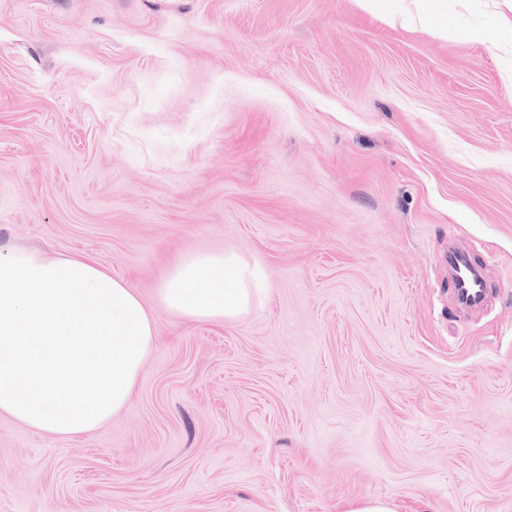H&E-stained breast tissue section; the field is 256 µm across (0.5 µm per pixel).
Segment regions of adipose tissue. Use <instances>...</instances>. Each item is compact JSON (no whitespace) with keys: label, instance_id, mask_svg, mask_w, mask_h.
<instances>
[{"label":"adipose tissue","instance_id":"1","mask_svg":"<svg viewBox=\"0 0 512 512\" xmlns=\"http://www.w3.org/2000/svg\"><path fill=\"white\" fill-rule=\"evenodd\" d=\"M391 26L459 36L446 0H354ZM262 270L235 254L180 256L160 278L157 301L195 322L230 321L259 294ZM150 308L110 269L81 254L0 252V414L73 439L122 411L152 351Z\"/></svg>","mask_w":512,"mask_h":512}]
</instances>
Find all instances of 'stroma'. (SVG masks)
Segmentation results:
<instances>
[{"label": "stroma", "instance_id": "1", "mask_svg": "<svg viewBox=\"0 0 512 512\" xmlns=\"http://www.w3.org/2000/svg\"><path fill=\"white\" fill-rule=\"evenodd\" d=\"M447 5L448 41L353 0H0V250L88 255L157 325L94 432L0 415V512H512V0ZM196 250L261 265L245 315L157 302Z\"/></svg>", "mask_w": 512, "mask_h": 512}]
</instances>
